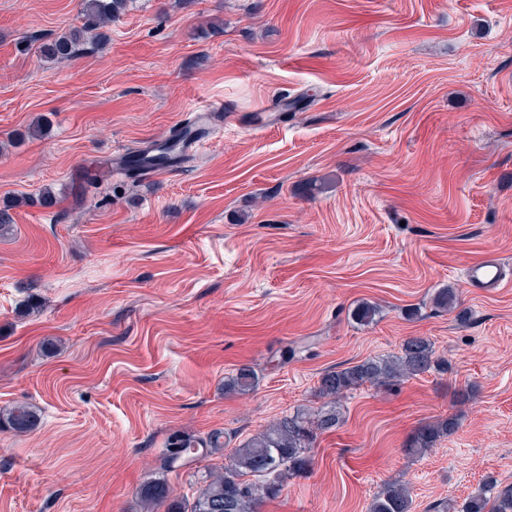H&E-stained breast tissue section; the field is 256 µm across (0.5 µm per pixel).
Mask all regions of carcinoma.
I'll return each mask as SVG.
<instances>
[{
  "label": "carcinoma",
  "instance_id": "obj_1",
  "mask_svg": "<svg viewBox=\"0 0 512 512\" xmlns=\"http://www.w3.org/2000/svg\"><path fill=\"white\" fill-rule=\"evenodd\" d=\"M128 0H81L85 23L47 41L40 47L44 57H68L86 41H108L103 28L125 13ZM140 165L165 166L170 153L158 147L137 149L130 153ZM378 307L359 303L353 311L358 323H373ZM431 371L445 373L448 361L436 355L434 344L424 336H409L399 351L387 356L369 357L359 363L328 370L319 380L318 395L328 399L315 410L298 411L270 423L264 430L249 438L234 450L224 469L209 474L200 486L190 510L168 507V512H259L261 503L278 494L288 478L303 473L310 464L311 448L318 436L334 429L341 422L339 402L347 394L370 384L378 389ZM257 383L252 367L243 365L229 383V390L246 394ZM8 426L18 434L31 432L37 416L31 406L18 403L6 412ZM458 429L456 416L450 415L416 428L404 447L414 455H423L438 441ZM221 433L215 432L205 440L176 436L171 439L164 465L174 466L183 452L197 447H218ZM140 498L156 507L168 499L163 482H148L140 489ZM412 498L402 485H389L375 496L369 512H411ZM459 512H512V487L497 489V482L488 480L468 497Z\"/></svg>",
  "mask_w": 512,
  "mask_h": 512
}]
</instances>
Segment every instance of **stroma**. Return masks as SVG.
<instances>
[{
	"label": "stroma",
	"instance_id": "obj_1",
	"mask_svg": "<svg viewBox=\"0 0 512 512\" xmlns=\"http://www.w3.org/2000/svg\"><path fill=\"white\" fill-rule=\"evenodd\" d=\"M82 23L80 0H0V409L37 415L0 422V512H143L152 480L192 500L320 406L322 373L410 336L448 372L353 391L259 512H368L389 482L441 512L512 485V287L463 278L488 255L512 277V0H133L108 43L41 56ZM205 104L233 119L186 161L113 175ZM46 187L54 207L16 205ZM244 365L257 386L226 392ZM215 432L164 468L173 436ZM8 426L18 434L31 432L36 426L37 416L31 406L25 403L14 404L6 412ZM457 429L456 416L449 415L416 428L405 441L404 447L414 455H423L434 448L438 441L452 435Z\"/></svg>",
	"mask_w": 512,
	"mask_h": 512
}]
</instances>
